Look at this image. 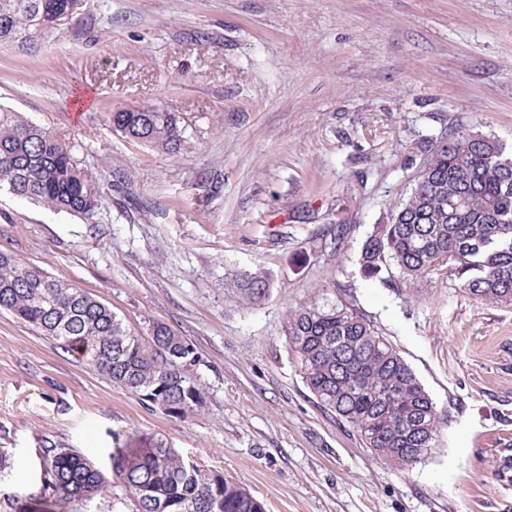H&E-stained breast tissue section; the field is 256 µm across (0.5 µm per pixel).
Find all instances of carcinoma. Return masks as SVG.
<instances>
[{
    "label": "carcinoma",
    "mask_w": 512,
    "mask_h": 512,
    "mask_svg": "<svg viewBox=\"0 0 512 512\" xmlns=\"http://www.w3.org/2000/svg\"><path fill=\"white\" fill-rule=\"evenodd\" d=\"M85 0H0V44L35 52L68 28ZM122 136L167 155L183 145L178 116L155 106L110 114ZM86 220L102 188L74 146L0 106V192ZM359 265L367 277L410 287L451 271L454 287L512 307V153L497 139L459 131L426 150L414 188L386 224L374 226ZM250 304L270 295L264 272L235 275ZM0 310L76 352L142 405L177 419L204 410L191 373L198 354L169 325L139 336L112 308L40 266L0 253ZM288 344L318 402L358 433L364 447L400 467L426 460L440 432L436 404L396 347L342 301H312L292 311ZM49 496L40 512H80L112 488L130 493L136 512H265L262 502L224 473L203 469L175 448H114L107 477L81 454L45 449Z\"/></svg>",
    "instance_id": "1"
}]
</instances>
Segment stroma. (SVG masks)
<instances>
[{
  "mask_svg": "<svg viewBox=\"0 0 512 512\" xmlns=\"http://www.w3.org/2000/svg\"><path fill=\"white\" fill-rule=\"evenodd\" d=\"M0 105L74 145L103 190L90 221L0 193V252L136 333L170 325L207 392L184 420L149 410L0 311V512L46 495L45 449L106 471L113 448L157 441L266 512H512V307L446 276L399 294L358 263L426 145L469 130L512 148V0H86L38 52L0 46ZM143 105L179 115L180 154L113 130ZM257 270L269 297L240 301L233 274ZM321 298L364 313L433 398L425 462L371 454L304 384L288 315Z\"/></svg>",
  "mask_w": 512,
  "mask_h": 512,
  "instance_id": "obj_1",
  "label": "stroma"
}]
</instances>
